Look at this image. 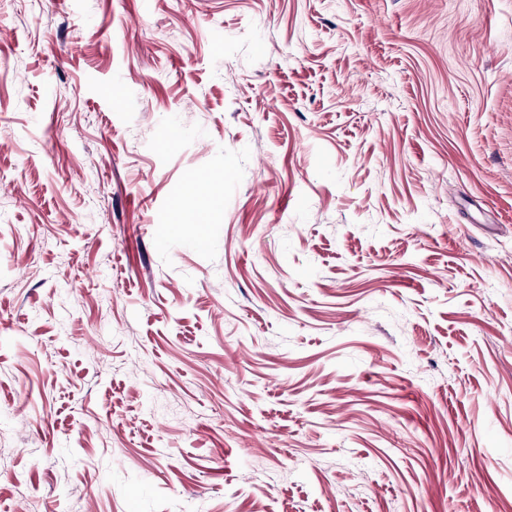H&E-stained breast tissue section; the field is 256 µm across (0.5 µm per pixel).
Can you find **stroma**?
<instances>
[{
    "mask_svg": "<svg viewBox=\"0 0 512 512\" xmlns=\"http://www.w3.org/2000/svg\"><path fill=\"white\" fill-rule=\"evenodd\" d=\"M0 128V512H512V0H0Z\"/></svg>",
    "mask_w": 512,
    "mask_h": 512,
    "instance_id": "obj_1",
    "label": "stroma"
}]
</instances>
